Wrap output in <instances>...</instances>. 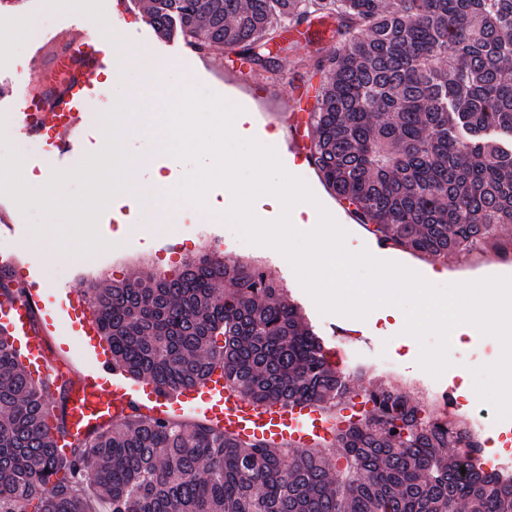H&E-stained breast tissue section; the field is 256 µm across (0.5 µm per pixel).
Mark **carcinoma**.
I'll list each match as a JSON object with an SVG mask.
<instances>
[{
    "label": "carcinoma",
    "instance_id": "1",
    "mask_svg": "<svg viewBox=\"0 0 512 512\" xmlns=\"http://www.w3.org/2000/svg\"><path fill=\"white\" fill-rule=\"evenodd\" d=\"M162 35L232 48L274 70L278 24L317 46L311 164L378 240L431 259L512 226V0H151ZM345 37L322 55L323 35ZM90 303L112 364L171 393L217 369L256 403L322 405L349 393L319 336L258 266L208 249L170 275L124 280ZM316 448L245 442L140 413L58 460L47 403L0 334V512H512V477L486 469L463 417H435L395 386ZM465 471H460V468Z\"/></svg>",
    "mask_w": 512,
    "mask_h": 512
}]
</instances>
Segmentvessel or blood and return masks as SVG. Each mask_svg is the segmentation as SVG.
<instances>
[{
	"label": "vessel or blood",
	"mask_w": 512,
	"mask_h": 512,
	"mask_svg": "<svg viewBox=\"0 0 512 512\" xmlns=\"http://www.w3.org/2000/svg\"><path fill=\"white\" fill-rule=\"evenodd\" d=\"M51 39L61 44V51L53 61L61 83L45 88L40 69H32L27 89L15 96L12 104L23 133L46 142L42 152L44 166L57 170L74 150L75 131L83 121L85 101L93 93L95 81L111 53L103 49V36L95 29H82L74 35L60 31L52 34ZM283 110L291 119L284 155L297 162L307 161V130L314 105L307 96H290ZM31 269L23 249L0 247V272L7 274L12 284L11 289L0 292V330L11 336L34 378L52 376L68 384L66 430L57 439L62 455H69L71 448L93 430L134 410L172 418L189 408L216 427L239 437L271 442L294 437L317 438L332 427V420L312 406L291 409L278 404H254L228 388L218 374L206 384L172 394L159 393L148 382L134 385L111 365L106 353L96 354L92 368L74 380H67L65 372L52 362L47 352L46 337L55 311L43 290L31 284Z\"/></svg>",
	"instance_id": "b4317fda"
}]
</instances>
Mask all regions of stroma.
Returning <instances> with one entry per match:
<instances>
[{
	"label": "stroma",
	"mask_w": 512,
	"mask_h": 512,
	"mask_svg": "<svg viewBox=\"0 0 512 512\" xmlns=\"http://www.w3.org/2000/svg\"><path fill=\"white\" fill-rule=\"evenodd\" d=\"M112 2V8L104 13L98 7L99 0H0V114L5 117L6 135L20 154L25 173L41 175L42 168L35 161L39 145L36 139L19 131L10 101L28 82L27 65L32 62L49 65L58 47L50 45L40 56H33L31 42L23 34L24 21L36 22L40 31L45 32L73 24L85 26L98 17L108 21L114 15H123L120 32L123 47H148L151 53L149 64L159 71L161 83L171 85L183 80L207 93L224 96V51L214 50L203 57L175 54L168 38L145 27L142 0ZM284 37L292 48L283 58L279 71L252 73V86L241 93L247 108L255 116L251 126L243 131L246 138L259 139L274 128L284 127L285 119L278 113L281 97L300 87L314 93L319 90L321 75L310 61L307 41L294 28L286 29ZM138 81L136 69L119 72L111 66L105 70L99 79V100L81 125L78 147L68 163L69 168H76L86 155L103 148L105 137L99 125L100 116L111 110L118 96L127 94ZM39 220L40 215L33 208L14 218L20 229L18 241L28 247L31 262L38 269V280L45 285L47 298L53 301L57 300L59 290L67 289L81 296L90 286L103 288L135 273L169 269L182 259L209 248L221 251L231 263L253 261L270 278L279 281L286 295L301 307L323 338L326 349H342L346 380L359 391L358 396L345 399L342 414L346 417L361 411V391L376 383L389 382L402 385L412 397L428 405L434 414H442V392L459 387L461 373H473L497 362L500 356L494 338L464 335L450 345V367L439 377L429 378L418 362L417 352L411 351L406 344L401 320L380 313L347 323L340 314L320 312L302 287L293 266L279 251L246 242L232 227L220 221H210L192 206L179 214L173 235L175 248L162 246L160 235L149 226L124 237L114 248L90 256L85 262H57L49 251L31 249V226ZM441 263L448 268L447 282L452 285L460 278H491L501 269H512V256L503 257L494 251L477 249L467 254L449 255L442 258ZM383 358L395 359L403 368L402 374H393L380 367L379 361Z\"/></svg>",
	"instance_id": "stroma-1"
}]
</instances>
